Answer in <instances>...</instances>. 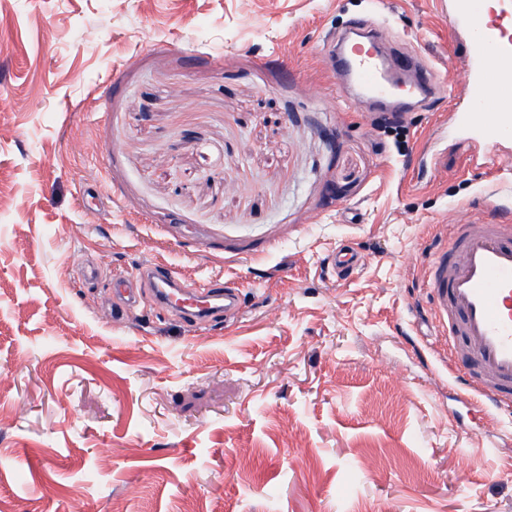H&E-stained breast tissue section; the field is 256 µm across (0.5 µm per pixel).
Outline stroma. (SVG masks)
<instances>
[{"label": "stroma", "mask_w": 512, "mask_h": 512, "mask_svg": "<svg viewBox=\"0 0 512 512\" xmlns=\"http://www.w3.org/2000/svg\"><path fill=\"white\" fill-rule=\"evenodd\" d=\"M361 16L438 73L399 138L337 92ZM463 53L441 0H0V512H512V417L426 281L482 196L512 208L465 141L424 149ZM155 260L240 314L114 313Z\"/></svg>", "instance_id": "stroma-1"}]
</instances>
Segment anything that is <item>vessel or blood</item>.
Here are the masks:
<instances>
[{"label":"vessel or blood","mask_w":512,"mask_h":512,"mask_svg":"<svg viewBox=\"0 0 512 512\" xmlns=\"http://www.w3.org/2000/svg\"><path fill=\"white\" fill-rule=\"evenodd\" d=\"M448 14L466 36L465 100L448 115L450 130L473 146L469 163L481 166L489 145L512 139V5L490 11L484 0H449ZM355 20L331 56L340 91L398 111L436 92L434 71L420 58L396 64ZM478 225H452L448 245L427 266L432 316L445 336L448 359L463 388L483 402L512 410V210L501 205L479 212ZM156 307L192 321L232 317L240 287L221 280L198 286L160 262L146 264Z\"/></svg>","instance_id":"1"}]
</instances>
